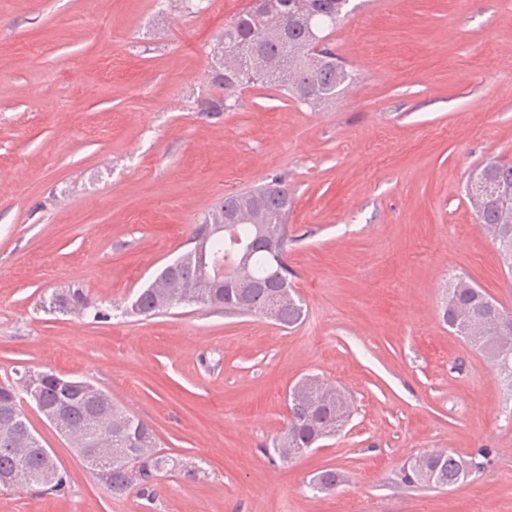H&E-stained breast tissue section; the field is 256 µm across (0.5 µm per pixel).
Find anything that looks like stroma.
Wrapping results in <instances>:
<instances>
[{
    "label": "stroma",
    "mask_w": 512,
    "mask_h": 512,
    "mask_svg": "<svg viewBox=\"0 0 512 512\" xmlns=\"http://www.w3.org/2000/svg\"><path fill=\"white\" fill-rule=\"evenodd\" d=\"M351 2L329 41L356 84L313 112L215 84L212 44L248 0H0V382L87 379L178 462L152 496H112L32 411L68 483L0 490V512H512V390L440 317L459 275L512 312L466 196L475 168L512 162V0ZM274 175L293 198L299 326L125 313L225 193ZM76 287L101 318L54 308ZM307 375L354 411L272 460ZM436 448L482 467L457 489L402 485ZM328 468L343 482L314 492Z\"/></svg>",
    "instance_id": "stroma-1"
}]
</instances>
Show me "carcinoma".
<instances>
[{
  "label": "carcinoma",
  "mask_w": 512,
  "mask_h": 512,
  "mask_svg": "<svg viewBox=\"0 0 512 512\" xmlns=\"http://www.w3.org/2000/svg\"><path fill=\"white\" fill-rule=\"evenodd\" d=\"M297 0H271L269 9L259 13L249 6L224 24L216 39L212 62L222 70L220 86L224 93L253 81L276 87L295 101L320 108L336 100L355 84L347 65L336 57L327 43L330 32L349 14L350 0H306V9H296ZM483 192H466L478 223L494 243L499 260H512V207H503L495 192L503 183L512 185V163L490 162L477 169ZM291 198L285 180L274 175L263 186L245 192H231L201 218L191 241L207 240L206 262L228 266L223 285L203 280L196 268L172 263L159 268L147 285L135 295L137 315H155L176 305H201L220 308L228 314L262 315L268 299L278 292L281 279L291 281L292 269L286 261L288 214ZM226 224L223 238H210L209 226ZM487 294L465 277L448 287L442 307L444 323H465L463 338L490 362L493 372L512 387V331L500 332L501 321H512L497 301L484 303ZM91 301L83 289L72 288L55 298L64 312ZM301 298L290 289L288 299L276 310L274 321L293 329L304 319ZM57 374L45 373L37 405L53 412L61 389ZM24 373L17 379L0 382V477L18 473L23 486H41L46 491L63 487V472H49L42 456V444L31 429L23 407L26 393ZM99 394L98 400L78 399L63 417V431L71 448L92 470L106 468L105 489L114 496L132 491L144 495L154 478L172 459L159 453L156 433L143 419L112 401L102 388L86 382ZM295 387L299 396L289 406L287 429L271 448L280 459L300 457L318 441L332 437L351 417L352 403L338 387L324 383L315 375L301 378ZM104 438L112 444V457L103 463L82 454L85 438ZM479 468L474 458L454 451L425 452L401 468V482L409 487L428 489L458 488ZM343 479L335 469L318 472L311 480L316 492L332 491Z\"/></svg>",
  "instance_id": "cac0c4a2"
}]
</instances>
